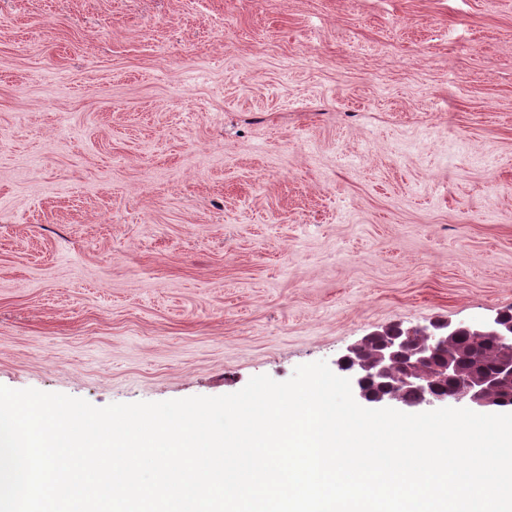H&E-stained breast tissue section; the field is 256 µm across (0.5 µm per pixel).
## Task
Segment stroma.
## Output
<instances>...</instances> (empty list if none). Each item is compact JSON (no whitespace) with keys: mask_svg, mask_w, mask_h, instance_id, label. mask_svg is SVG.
<instances>
[{"mask_svg":"<svg viewBox=\"0 0 512 512\" xmlns=\"http://www.w3.org/2000/svg\"><path fill=\"white\" fill-rule=\"evenodd\" d=\"M0 385L218 396L512 309V0H0Z\"/></svg>","mask_w":512,"mask_h":512,"instance_id":"1","label":"stroma"}]
</instances>
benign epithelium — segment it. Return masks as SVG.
<instances>
[{
    "label": "benign epithelium",
    "instance_id": "1",
    "mask_svg": "<svg viewBox=\"0 0 512 512\" xmlns=\"http://www.w3.org/2000/svg\"><path fill=\"white\" fill-rule=\"evenodd\" d=\"M464 333L490 339L510 356L502 359L491 372L469 376L460 374L451 358L436 361L438 355L448 349V341ZM375 339L377 334L368 335L336 360L337 370L350 379L354 395L366 403L419 411L455 401L493 412L502 408L496 393L512 387V321L502 312L479 327L437 321L428 327L401 328L398 335L382 342L367 358L368 343ZM444 379L455 382L450 395L436 392ZM397 380L418 396L416 402L406 403L397 396L392 390Z\"/></svg>",
    "mask_w": 512,
    "mask_h": 512
}]
</instances>
